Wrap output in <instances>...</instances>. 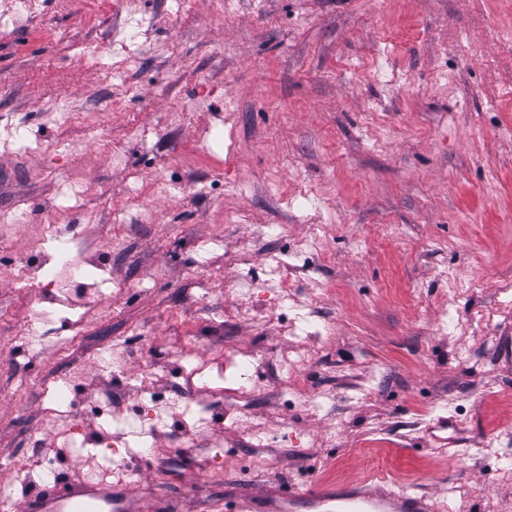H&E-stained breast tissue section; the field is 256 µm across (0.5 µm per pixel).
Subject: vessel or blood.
I'll return each mask as SVG.
<instances>
[{"instance_id":"vessel-or-blood-1","label":"vessel or blood","mask_w":512,"mask_h":512,"mask_svg":"<svg viewBox=\"0 0 512 512\" xmlns=\"http://www.w3.org/2000/svg\"><path fill=\"white\" fill-rule=\"evenodd\" d=\"M132 490L129 483H64L57 493L28 501L22 512H169L163 496L151 495L144 504ZM235 512H434V503L427 496L387 485L317 483L298 493L270 487L241 499Z\"/></svg>"}]
</instances>
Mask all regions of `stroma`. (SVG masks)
Listing matches in <instances>:
<instances>
[{"instance_id": "1", "label": "stroma", "mask_w": 512, "mask_h": 512, "mask_svg": "<svg viewBox=\"0 0 512 512\" xmlns=\"http://www.w3.org/2000/svg\"><path fill=\"white\" fill-rule=\"evenodd\" d=\"M140 15L135 47L110 0L0 28V130L29 131L0 151V210L61 203L73 177L111 279L74 287V326L31 323L18 268L35 232L0 225L15 506L94 479L115 454L99 407L117 429L151 397L164 423L112 481L141 474L172 512L349 481L512 512V0H140ZM104 98L103 144L82 146ZM230 278L252 294L225 293ZM287 346L308 352L288 371ZM235 348L258 360L244 413L222 393ZM190 365L204 375L188 386ZM62 382L85 438L65 449L45 394ZM442 417L445 454L426 432Z\"/></svg>"}]
</instances>
